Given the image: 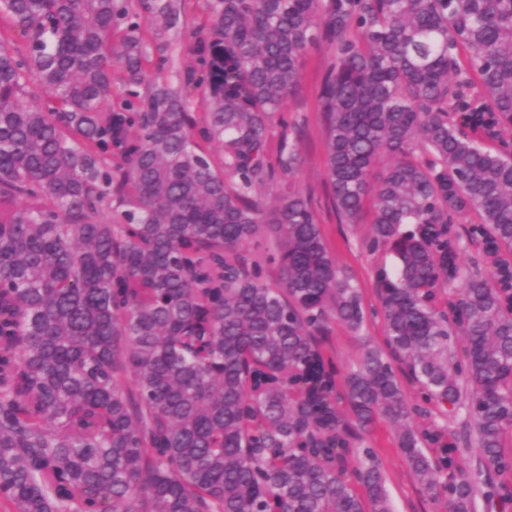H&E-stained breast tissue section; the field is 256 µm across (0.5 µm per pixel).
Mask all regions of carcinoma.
I'll return each mask as SVG.
<instances>
[{
    "instance_id": "1",
    "label": "carcinoma",
    "mask_w": 512,
    "mask_h": 512,
    "mask_svg": "<svg viewBox=\"0 0 512 512\" xmlns=\"http://www.w3.org/2000/svg\"><path fill=\"white\" fill-rule=\"evenodd\" d=\"M140 2L148 29L127 0H0V498L395 512L382 421L438 512H503L512 0H213L176 86L153 70L181 0ZM319 46L336 215L372 201L366 249L393 256L373 271L384 345L342 378L324 344L364 326L362 291L272 132Z\"/></svg>"
}]
</instances>
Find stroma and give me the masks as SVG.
Masks as SVG:
<instances>
[{
  "label": "stroma",
  "mask_w": 512,
  "mask_h": 512,
  "mask_svg": "<svg viewBox=\"0 0 512 512\" xmlns=\"http://www.w3.org/2000/svg\"><path fill=\"white\" fill-rule=\"evenodd\" d=\"M185 11L179 25L170 33L172 45L163 74L176 80L177 71L188 54L191 32L209 17L210 0H183ZM325 48L311 50L296 92L284 109L290 137L298 142L301 161L289 181L296 189L310 194L318 220L340 267L354 276L363 293L367 321L359 332L333 325L326 346L339 373L354 369L367 346L382 345L383 323L376 313L378 299L373 287L372 270L384 259L383 254H369L363 241L370 230L371 212H364L359 223H339L329 196L326 180L325 125L319 112V88ZM373 443L382 459L387 487L397 512H434L393 444L388 425L377 424Z\"/></svg>",
  "instance_id": "stroma-1"
}]
</instances>
